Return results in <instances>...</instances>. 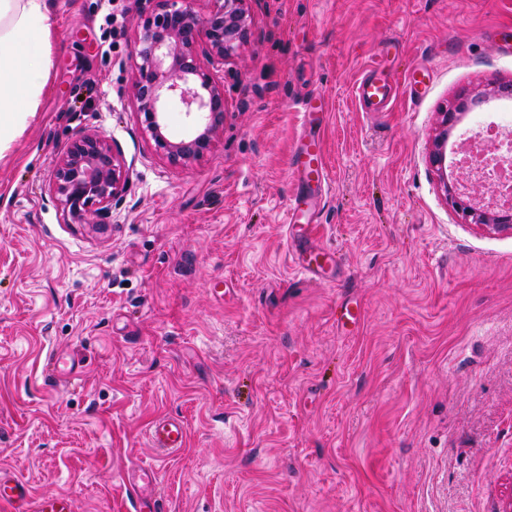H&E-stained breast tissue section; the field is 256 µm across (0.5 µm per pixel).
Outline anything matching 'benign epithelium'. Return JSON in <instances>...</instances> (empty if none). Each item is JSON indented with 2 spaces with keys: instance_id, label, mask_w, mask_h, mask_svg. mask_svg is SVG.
I'll return each instance as SVG.
<instances>
[{
  "instance_id": "obj_1",
  "label": "benign epithelium",
  "mask_w": 512,
  "mask_h": 512,
  "mask_svg": "<svg viewBox=\"0 0 512 512\" xmlns=\"http://www.w3.org/2000/svg\"><path fill=\"white\" fill-rule=\"evenodd\" d=\"M193 0H132L141 21L134 41L132 96L142 131L154 142L155 152L173 166L202 159L224 131V85L215 81L214 65L236 55L249 30V0H214L201 16ZM178 98L185 114L196 120L195 130L179 141L163 134L165 103ZM478 99L460 98L442 113L433 140L430 163L442 183L445 200L470 224L512 228V205L493 212L448 183V133ZM123 161L103 136L87 133L76 138L59 160L53 192L64 210L95 224L122 202Z\"/></svg>"
}]
</instances>
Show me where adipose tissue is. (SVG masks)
Here are the masks:
<instances>
[{
  "label": "adipose tissue",
  "instance_id": "ef3b65f1",
  "mask_svg": "<svg viewBox=\"0 0 512 512\" xmlns=\"http://www.w3.org/2000/svg\"><path fill=\"white\" fill-rule=\"evenodd\" d=\"M48 0H0V145L36 111L53 60Z\"/></svg>",
  "mask_w": 512,
  "mask_h": 512
}]
</instances>
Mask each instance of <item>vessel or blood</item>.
I'll list each match as a JSON object with an SVG mask.
<instances>
[{"mask_svg": "<svg viewBox=\"0 0 512 512\" xmlns=\"http://www.w3.org/2000/svg\"><path fill=\"white\" fill-rule=\"evenodd\" d=\"M396 90L394 73L380 59L358 82L355 94L363 110L383 112ZM291 106L299 113L306 134L290 154V169L297 182V192L288 203V219L293 224L302 221L311 225L317 221V199L323 196L328 186V171L318 133L325 109L317 97L292 101ZM325 254L324 247L299 240L289 253V261L301 274L314 277L319 273V259ZM147 435L156 448L166 452L180 450L188 441L186 424L173 416L153 420ZM157 479V470L151 464L142 463L124 473V496L133 512H162L161 502L153 491ZM0 512H74V500L66 494L34 495L25 479L0 470Z\"/></svg>", "mask_w": 512, "mask_h": 512, "instance_id": "b4317fda", "label": "vessel or blood"}]
</instances>
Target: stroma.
<instances>
[{"label": "stroma", "instance_id": "obj_1", "mask_svg": "<svg viewBox=\"0 0 512 512\" xmlns=\"http://www.w3.org/2000/svg\"><path fill=\"white\" fill-rule=\"evenodd\" d=\"M215 66L224 132L185 168L158 156L130 94L129 0H52L53 68L0 148V470L75 512H123V469L154 464L166 512H507L512 506V230L464 223L429 155L450 101L487 95L449 136L512 121V0H250ZM121 33L109 38L105 15ZM399 44L418 99L361 111L355 85ZM317 94L329 191L289 263V166ZM116 143L124 201L97 224L53 193L84 133ZM360 309L359 325L336 311ZM77 380L51 377L52 355ZM162 415L189 444L147 437ZM150 442L166 452H174L186 447L188 430L179 418L164 416L153 420L147 429Z\"/></svg>", "mask_w": 512, "mask_h": 512}]
</instances>
